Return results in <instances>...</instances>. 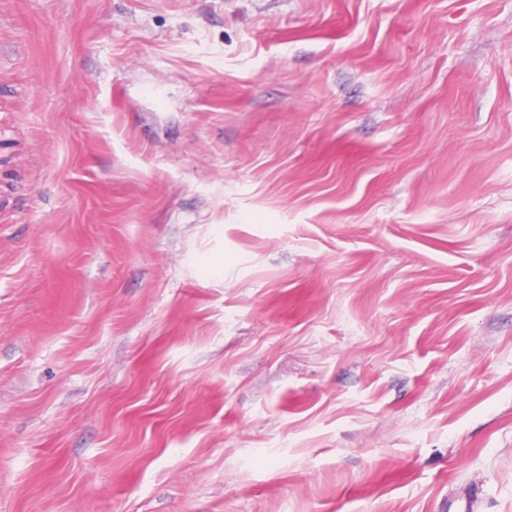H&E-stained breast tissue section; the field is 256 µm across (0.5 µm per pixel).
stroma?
I'll return each mask as SVG.
<instances>
[{"instance_id":"obj_1","label":"stroma","mask_w":512,"mask_h":512,"mask_svg":"<svg viewBox=\"0 0 512 512\" xmlns=\"http://www.w3.org/2000/svg\"><path fill=\"white\" fill-rule=\"evenodd\" d=\"M0 512H512V0H0Z\"/></svg>"}]
</instances>
